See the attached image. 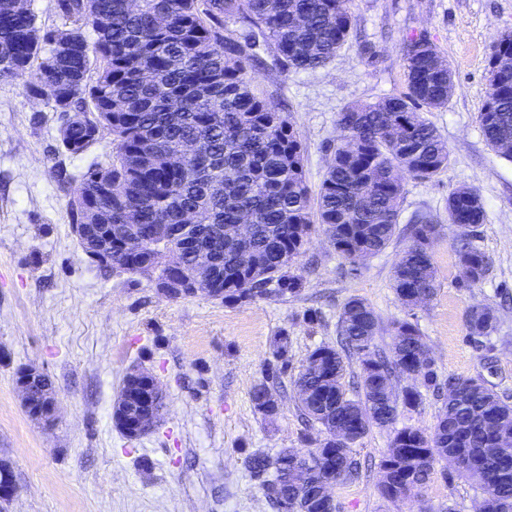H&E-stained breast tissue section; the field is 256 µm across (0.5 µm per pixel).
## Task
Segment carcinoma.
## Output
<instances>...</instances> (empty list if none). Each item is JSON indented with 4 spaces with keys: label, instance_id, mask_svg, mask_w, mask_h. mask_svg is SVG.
<instances>
[{
    "label": "carcinoma",
    "instance_id": "1",
    "mask_svg": "<svg viewBox=\"0 0 512 512\" xmlns=\"http://www.w3.org/2000/svg\"><path fill=\"white\" fill-rule=\"evenodd\" d=\"M72 30L38 34L32 9L0 0V81L35 67L56 91L53 107L76 120L62 122L59 135L72 155L111 136L108 160L88 170L70 202L72 224H110L112 236L153 224H179L186 211L197 215L184 241L150 239L152 272L162 278L168 257L179 254L184 269L198 253L215 260L211 280L224 283V303L279 296L303 288L296 264L310 236L322 227L336 252L355 271L398 236L406 246L393 274L405 308L432 300L437 274L432 250L440 225L418 212L399 229L404 195L401 172L430 181L450 162L447 144L426 113L442 109L454 93L453 72L436 47L411 39L404 47L407 92L375 103L352 104L337 113L344 142L336 145L317 192L306 181L303 151L290 119L253 86L245 63L258 62L254 49H270L282 71L316 70L331 62L350 40L354 24L349 0H58ZM241 30L237 36L228 25ZM92 29L89 39L83 28ZM512 55V34L501 37L488 60L486 99L478 114L490 147L512 162V68L494 70V59ZM187 141L197 144L180 156ZM448 223L460 232L453 242L459 285L476 288L491 260L474 244L484 221L478 191L459 187L448 194ZM245 212L255 217L242 242L233 233ZM121 271L149 275L130 254L112 256ZM494 310L474 304L465 312L471 340L491 337ZM377 319L361 298L350 297L338 317L340 347L322 344L293 377L300 410L320 427L315 447L283 448L274 457L249 455L245 464L276 512H336L320 498V481L339 483L359 474L351 448L377 426L392 430L379 463L387 480L380 495L391 501L419 495L434 465L451 457L464 465L481 491L480 512H512V397L487 386L482 377H439L417 323L394 322L390 351L373 343ZM356 357V399L343 378ZM401 377L414 384L396 392ZM446 390L434 427L426 432L398 426L406 411L419 408L424 392ZM261 384L251 394L266 417L278 406L261 401ZM309 472L304 485H291V462Z\"/></svg>",
    "mask_w": 512,
    "mask_h": 512
}]
</instances>
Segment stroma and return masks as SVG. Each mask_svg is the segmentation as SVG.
I'll use <instances>...</instances> for the list:
<instances>
[{"label":"stroma","mask_w":512,"mask_h":512,"mask_svg":"<svg viewBox=\"0 0 512 512\" xmlns=\"http://www.w3.org/2000/svg\"><path fill=\"white\" fill-rule=\"evenodd\" d=\"M353 35L335 61L316 71L284 72L258 49L249 68L269 104L287 113L302 143L307 182L318 189L340 134L336 114L352 102H375L407 90L403 47L411 38L435 45L450 62L455 91L431 112L450 165L431 181L404 177L401 222L430 212L442 230L432 260L439 287L427 305L407 310L392 275L405 246L395 239L358 274L315 232L297 271L293 296L269 295L227 305L197 295L171 301L147 277L105 272L82 251L69 215L90 164L106 140L72 155L60 143L51 100L34 96L37 70L0 81V459L13 467L18 494L11 512H274L245 466L253 452L273 456L318 437L291 385L308 355L336 344L338 315L363 298L379 321L375 345L389 350L393 323L413 318L440 375L484 376L512 393V162L488 145L477 122L487 91L488 57L512 32V0H351ZM72 180L60 186L56 172ZM478 189L485 218L475 241L492 271L479 287L458 284L451 247L456 230L446 203L454 188ZM492 307V354L466 339L470 305ZM287 336L288 351L274 344ZM34 364L54 381L61 413L46 428L26 414L15 387L20 367ZM152 373L162 384L161 423L132 440L112 424L126 375ZM264 384L279 413H258L251 392ZM391 438L372 428L353 447L367 466L335 485L338 512H476L480 491L436 464L421 498L391 502L378 491L379 461Z\"/></svg>","instance_id":"obj_1"}]
</instances>
